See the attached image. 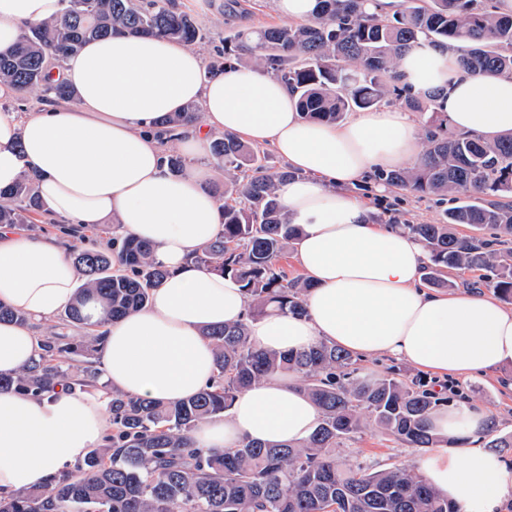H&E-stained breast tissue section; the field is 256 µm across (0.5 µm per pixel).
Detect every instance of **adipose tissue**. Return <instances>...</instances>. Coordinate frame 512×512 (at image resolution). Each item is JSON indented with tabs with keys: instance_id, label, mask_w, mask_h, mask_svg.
<instances>
[{
	"instance_id": "1",
	"label": "adipose tissue",
	"mask_w": 512,
	"mask_h": 512,
	"mask_svg": "<svg viewBox=\"0 0 512 512\" xmlns=\"http://www.w3.org/2000/svg\"><path fill=\"white\" fill-rule=\"evenodd\" d=\"M62 9V0H0V53ZM204 69L203 56L184 43L117 32L64 59L72 99L21 116L0 113V189L36 171L51 217L81 227L118 224L122 234L149 243L153 259L170 271L145 308L101 328L100 361L112 389L159 401L193 396L215 369L205 330L241 320L264 350L325 342L464 381L512 366V309L485 293L424 288V244L373 223L351 192L375 169L419 161L413 113L383 108L341 124L312 121L263 68L235 65L210 79ZM397 74L413 92L433 94L435 110L458 132L488 141L512 134V75L464 71L455 51L425 40L399 58ZM190 104L200 108L197 119L169 140L160 118ZM218 133L270 150L297 173L277 192L290 223L301 228L293 251L309 284L304 316L246 319L240 283L194 261L223 229L224 203L205 187L213 173L208 145ZM175 146L186 159L178 175L167 164ZM69 250L62 240L0 228V302L27 319L0 322V373L36 359L42 347L33 324L74 302L79 273ZM320 418L291 374L239 395L193 441L220 451L248 441L294 443ZM490 418L478 405L443 406L431 417L453 446L430 449L419 469L459 512H498L512 496V469L476 444ZM111 427L103 393L0 390V492L49 484L104 447Z\"/></svg>"
}]
</instances>
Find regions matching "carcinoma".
<instances>
[{
    "label": "carcinoma",
    "instance_id": "carcinoma-1",
    "mask_svg": "<svg viewBox=\"0 0 512 512\" xmlns=\"http://www.w3.org/2000/svg\"><path fill=\"white\" fill-rule=\"evenodd\" d=\"M368 2L319 0L311 22L236 30L224 38L205 76L235 61L265 67L297 94L302 115L338 123L388 97L430 111V98L408 91L396 74L401 52L421 38L456 51L467 71L512 75V15L496 12L495 0H403L392 14L369 11ZM116 30L187 45L200 41L192 16L172 0H64L58 17L30 27L10 53L0 55V82L16 90L19 102L32 94L67 100L71 92L50 81L49 68ZM196 114L188 106L162 124L175 133ZM211 153L227 174L224 231L196 262L243 284L250 318L304 314L309 284L288 278L279 265L299 234L276 192V183L292 172H269L259 151L229 134L213 139ZM377 178L396 189L467 199L447 209L438 224L402 225L428 250L422 273L428 287L450 286V270L480 271L486 285L512 301L511 134L485 142L450 135L432 119L421 160ZM47 212L29 172L0 190V224H28L31 215ZM455 225L469 226L472 234L457 236ZM73 256L82 284L67 315L86 333L44 337L30 365L0 374V389L38 396L60 385L75 390L101 384L98 368L74 366L97 350L101 337L94 327L144 307L168 274L146 243L128 236L112 238L104 250L76 247ZM204 335L215 349L216 374L196 396L165 403L110 391L109 445L41 489L0 494V512H457L405 465L341 466L330 455L339 441L360 431L366 414L410 448L448 447L429 423L443 402L436 392L393 375L364 377L358 357L326 343L300 352L257 349L244 322ZM288 372L300 377L322 414L308 439L296 445L246 442L210 454L194 448L193 433L202 423L228 411L242 391Z\"/></svg>",
    "mask_w": 512,
    "mask_h": 512
}]
</instances>
